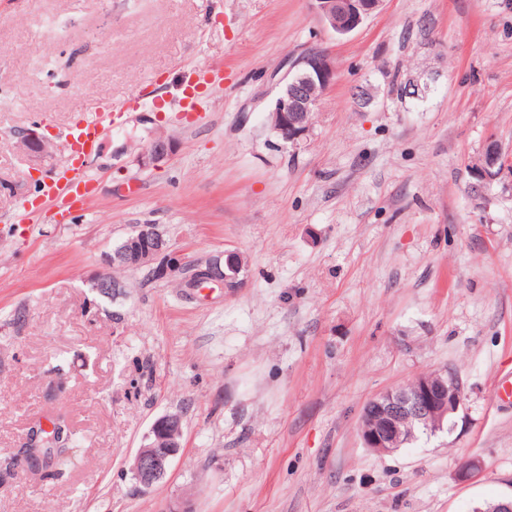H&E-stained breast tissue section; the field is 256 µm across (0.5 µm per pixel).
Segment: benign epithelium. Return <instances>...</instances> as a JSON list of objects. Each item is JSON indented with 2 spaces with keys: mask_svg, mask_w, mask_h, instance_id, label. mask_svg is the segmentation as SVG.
Listing matches in <instances>:
<instances>
[{
  "mask_svg": "<svg viewBox=\"0 0 512 512\" xmlns=\"http://www.w3.org/2000/svg\"><path fill=\"white\" fill-rule=\"evenodd\" d=\"M319 18L338 36L356 30L377 11L383 0H312ZM336 76L328 53L311 48L290 66L270 112L271 125L285 145H295L308 133L312 113ZM20 144L30 157L38 159L57 144L33 131L21 136ZM174 152V141L163 132L152 135L148 147L137 157L144 168H158ZM471 190L483 196L498 184H512V158L505 155L497 141L488 139L486 147L471 167ZM112 268L155 266V272L176 278L185 263L182 254L172 249L169 241L154 224H140L108 255ZM92 288L100 296L119 294L120 281L104 274L96 277ZM465 390L459 376L443 368L423 374L406 386L387 389L363 406L358 420L359 436L368 448L379 454H392L402 448L413 434L417 423H440L445 417L459 413L464 406ZM181 415L168 413L152 424L145 443L138 449L132 465L133 479L149 489L166 475L171 462L182 448Z\"/></svg>",
  "mask_w": 512,
  "mask_h": 512,
  "instance_id": "benign-epithelium-1",
  "label": "benign epithelium"
}]
</instances>
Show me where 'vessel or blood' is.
<instances>
[{
    "label": "vessel or blood",
    "mask_w": 512,
    "mask_h": 512,
    "mask_svg": "<svg viewBox=\"0 0 512 512\" xmlns=\"http://www.w3.org/2000/svg\"><path fill=\"white\" fill-rule=\"evenodd\" d=\"M121 118V113L108 108L63 130L62 140L70 153L71 164L42 185L40 195L46 202L62 206L82 197L87 187L85 159L96 151L102 135L118 125Z\"/></svg>",
    "instance_id": "1"
}]
</instances>
